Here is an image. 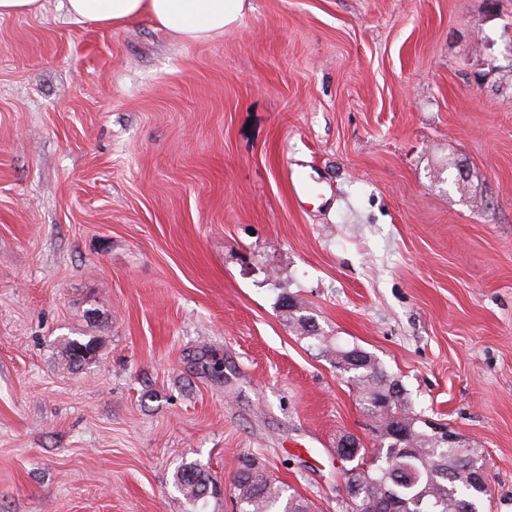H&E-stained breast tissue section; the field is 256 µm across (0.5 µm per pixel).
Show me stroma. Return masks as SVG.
I'll return each mask as SVG.
<instances>
[{
    "label": "stroma",
    "instance_id": "obj_1",
    "mask_svg": "<svg viewBox=\"0 0 512 512\" xmlns=\"http://www.w3.org/2000/svg\"><path fill=\"white\" fill-rule=\"evenodd\" d=\"M58 4L0 19V512H235L248 460L342 512L374 422L288 299L512 512V0H250L196 43ZM97 345L94 341L81 342L68 339L62 346V358L70 366H81L96 359ZM175 481L181 494L191 502L205 498L203 490L208 487L210 493L218 490L217 480L197 463L185 464L177 471Z\"/></svg>",
    "mask_w": 512,
    "mask_h": 512
}]
</instances>
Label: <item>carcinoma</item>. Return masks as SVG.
<instances>
[{"mask_svg":"<svg viewBox=\"0 0 512 512\" xmlns=\"http://www.w3.org/2000/svg\"><path fill=\"white\" fill-rule=\"evenodd\" d=\"M94 341L68 339L62 346V358L70 366H81L96 359ZM373 369L356 371L347 376L356 397L365 396L370 385L392 381L377 361ZM374 463L363 468L366 448L356 449L355 464L347 480L356 482V508L352 512H388L384 499L398 497L408 502L407 512H479L482 497L490 491L475 485L473 474L483 464L471 448H450L426 440L417 454L399 455L391 441L377 446ZM176 485L187 500L204 498L203 490L218 489L217 480L199 464L189 463L176 473ZM234 489L243 512H311L309 503L296 493L275 485L269 476L251 463L245 464L234 480Z\"/></svg>","mask_w":512,"mask_h":512,"instance_id":"carcinoma-1","label":"carcinoma"}]
</instances>
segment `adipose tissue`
<instances>
[{
	"label": "adipose tissue",
	"instance_id": "1",
	"mask_svg": "<svg viewBox=\"0 0 512 512\" xmlns=\"http://www.w3.org/2000/svg\"><path fill=\"white\" fill-rule=\"evenodd\" d=\"M248 6V0H60L61 10L74 22L111 28L146 17L188 42L223 37Z\"/></svg>",
	"mask_w": 512,
	"mask_h": 512
}]
</instances>
